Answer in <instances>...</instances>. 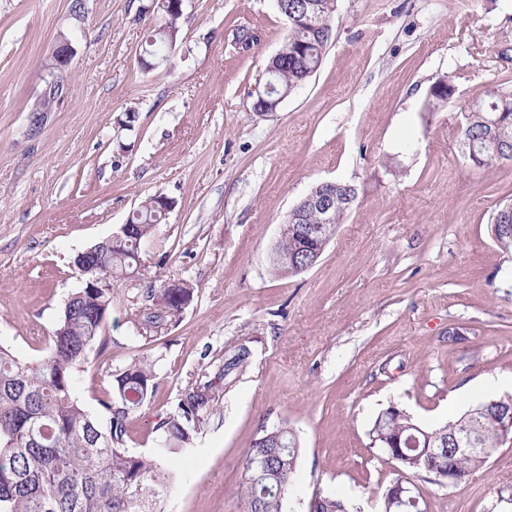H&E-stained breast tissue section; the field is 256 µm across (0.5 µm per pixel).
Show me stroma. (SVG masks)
Masks as SVG:
<instances>
[{
	"label": "stroma",
	"mask_w": 512,
	"mask_h": 512,
	"mask_svg": "<svg viewBox=\"0 0 512 512\" xmlns=\"http://www.w3.org/2000/svg\"><path fill=\"white\" fill-rule=\"evenodd\" d=\"M71 4L0 0V344L42 357L82 284L75 256L166 196L138 269L112 284L106 346L74 397L101 417L114 375L151 363L157 391L126 437L148 457L181 391L247 347L165 512H239L249 444L282 421L301 446L284 512H307L318 490L379 512L397 476L370 445L380 411L433 427L512 398L483 386L512 378V255L490 232L512 162L473 171L458 147L463 108L512 82V0H339L320 69L263 116L251 95L288 34L274 0H183L176 48L151 71L139 58L162 21L152 0H87L80 19ZM240 25L258 46L235 48ZM63 37L76 48L63 93L34 111ZM446 74L453 99L422 112ZM326 180L356 185L355 206L312 268L275 275L280 224ZM181 282L193 298L179 318L138 330L147 289ZM411 481L427 512H512L499 494L512 445L469 481Z\"/></svg>",
	"instance_id": "35a3bbf8"
}]
</instances>
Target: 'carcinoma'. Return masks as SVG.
<instances>
[{"label":"carcinoma","mask_w":512,"mask_h":512,"mask_svg":"<svg viewBox=\"0 0 512 512\" xmlns=\"http://www.w3.org/2000/svg\"><path fill=\"white\" fill-rule=\"evenodd\" d=\"M338 0H285L279 13L288 23V35L273 62L271 81L280 91L295 92L319 70L332 37L331 18ZM156 8L164 18L149 31L140 59L146 67L151 56L179 35L164 0ZM454 78L441 79V88L426 97L424 112H437L455 95ZM459 145L469 166L485 169L512 161V84L486 85L469 104L458 126ZM336 212L331 219L298 203L281 224L279 240L269 257L279 275L302 274L299 265L315 264L306 233L314 230L319 243L328 244L358 198L355 185L337 181ZM165 219L155 198L147 199L132 214L133 229L116 240L92 247L85 262L75 263L85 284L67 299L53 332L47 354L25 361L0 344V512H164V502L175 486L167 465L187 457L201 427L215 410L216 380L197 382L180 394L176 406L157 423L162 431L151 459L124 448L130 416L157 390L153 366L131 363L117 374L112 392L100 400L106 415L102 426L72 398L75 372L91 352L101 350V329L112 307V289L90 285L98 277L108 281L132 274L140 263L142 245ZM494 243L512 253V230L491 231ZM189 285L149 288L146 301L154 312L146 322L175 319L191 301ZM249 351L241 348L224 361L217 380L245 364ZM509 402L482 401L476 438L482 448H496L502 435L498 418ZM465 415L438 427L418 424L404 410L386 408L375 418L371 445L401 441L411 460L406 471L425 472L416 463L427 441H441L462 428ZM299 441L288 423L263 429L250 443L240 493L239 512H283L297 471Z\"/></svg>","instance_id":"cac0c4a2"}]
</instances>
